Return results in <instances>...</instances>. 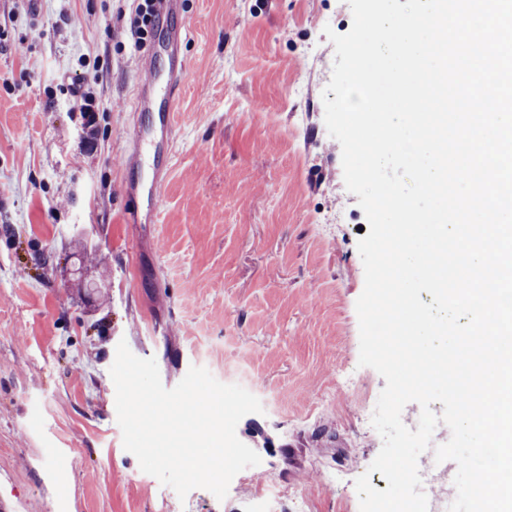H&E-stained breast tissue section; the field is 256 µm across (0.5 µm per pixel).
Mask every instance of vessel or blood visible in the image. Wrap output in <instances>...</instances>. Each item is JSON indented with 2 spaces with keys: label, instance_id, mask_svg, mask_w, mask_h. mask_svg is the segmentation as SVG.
I'll return each mask as SVG.
<instances>
[{
  "label": "vessel or blood",
  "instance_id": "obj_1",
  "mask_svg": "<svg viewBox=\"0 0 512 512\" xmlns=\"http://www.w3.org/2000/svg\"><path fill=\"white\" fill-rule=\"evenodd\" d=\"M187 67V61H179L163 76L150 63L142 65L146 77L138 88L137 107L151 111L152 121L145 128L132 123L129 129L134 146L127 157V165L139 172L140 177L126 184L124 191L142 197L146 205L126 209L124 223L153 224L157 221V205L168 171L164 156L173 145L176 127V92Z\"/></svg>",
  "mask_w": 512,
  "mask_h": 512
}]
</instances>
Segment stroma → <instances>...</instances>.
Masks as SVG:
<instances>
[{
    "label": "stroma",
    "instance_id": "35a3bbf8",
    "mask_svg": "<svg viewBox=\"0 0 512 512\" xmlns=\"http://www.w3.org/2000/svg\"><path fill=\"white\" fill-rule=\"evenodd\" d=\"M0 0V501L14 512H360L386 382L359 364L357 249L369 233L324 122L347 0H181L188 62L155 224H126L140 0ZM86 89V120L68 89ZM103 278L106 297L73 281ZM165 388L200 366L255 395L238 438L261 458L186 498L123 446L119 341Z\"/></svg>",
    "mask_w": 512,
    "mask_h": 512
}]
</instances>
